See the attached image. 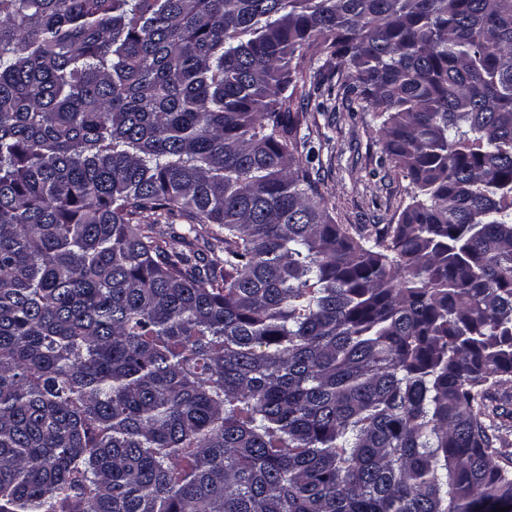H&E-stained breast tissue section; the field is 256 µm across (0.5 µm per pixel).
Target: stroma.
<instances>
[{
  "label": "stroma",
  "instance_id": "stroma-1",
  "mask_svg": "<svg viewBox=\"0 0 512 512\" xmlns=\"http://www.w3.org/2000/svg\"><path fill=\"white\" fill-rule=\"evenodd\" d=\"M345 75L306 85L296 100L299 135L314 152L309 164L336 223L372 233L397 223L410 204L408 179L382 162L378 124L371 113L348 111Z\"/></svg>",
  "mask_w": 512,
  "mask_h": 512
}]
</instances>
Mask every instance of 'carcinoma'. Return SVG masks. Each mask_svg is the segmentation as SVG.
Listing matches in <instances>:
<instances>
[{"instance_id": "cac0c4a2", "label": "carcinoma", "mask_w": 512, "mask_h": 512, "mask_svg": "<svg viewBox=\"0 0 512 512\" xmlns=\"http://www.w3.org/2000/svg\"><path fill=\"white\" fill-rule=\"evenodd\" d=\"M306 56L413 188L373 237ZM511 377L512 0H0V512H512ZM349 70L327 79L317 89L307 81L304 100L297 108L303 161L312 148L308 164L319 191L337 224L372 233L386 224L398 223L403 209L410 204L412 187L408 179L381 161L378 124L371 112H349L343 100V84ZM331 90L330 100L328 89ZM337 96V98H336ZM324 101L328 110L318 107ZM334 106L336 107L334 110ZM303 137V139H302Z\"/></svg>"}]
</instances>
